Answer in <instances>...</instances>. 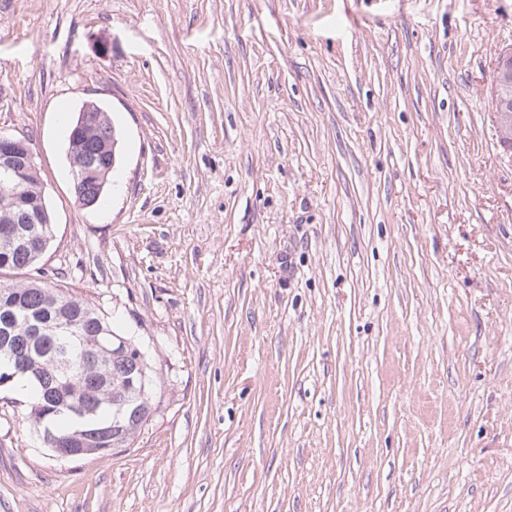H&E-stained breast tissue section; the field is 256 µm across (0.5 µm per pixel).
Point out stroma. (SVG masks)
Returning <instances> with one entry per match:
<instances>
[{
    "label": "stroma",
    "instance_id": "35a3bbf8",
    "mask_svg": "<svg viewBox=\"0 0 512 512\" xmlns=\"http://www.w3.org/2000/svg\"><path fill=\"white\" fill-rule=\"evenodd\" d=\"M512 0H0L47 279L160 408L62 462L0 392V512H512ZM119 152L80 206L65 118Z\"/></svg>",
    "mask_w": 512,
    "mask_h": 512
}]
</instances>
